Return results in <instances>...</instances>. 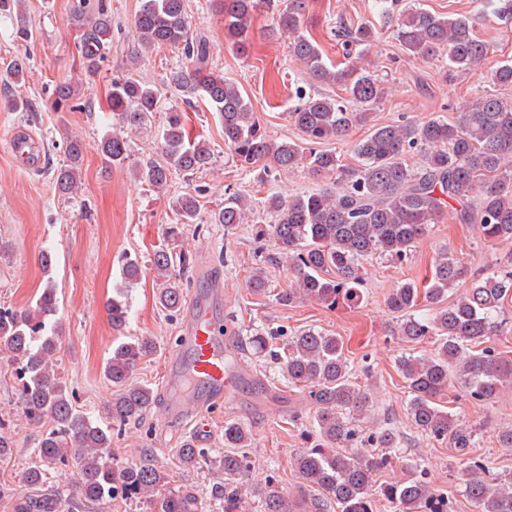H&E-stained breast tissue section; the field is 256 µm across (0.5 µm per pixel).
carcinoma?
Returning <instances> with one entry per match:
<instances>
[{
  "instance_id": "cac0c4a2",
  "label": "carcinoma",
  "mask_w": 512,
  "mask_h": 512,
  "mask_svg": "<svg viewBox=\"0 0 512 512\" xmlns=\"http://www.w3.org/2000/svg\"><path fill=\"white\" fill-rule=\"evenodd\" d=\"M308 0H222L224 33L230 43L243 50L249 43L255 14L276 10V32L293 38V57L313 84L333 85L340 94L306 93L296 88L299 105L289 116L303 133L306 149L296 142L276 141L260 131L251 104L237 85L210 68L207 40L190 34L185 0H141L134 17L139 38L148 47H174L182 50L190 65L169 71L166 85L181 92L186 102H206L218 115L224 129V145L236 158L242 171H249L270 160L280 171H291L304 163L316 174H332L336 190L308 192L283 200L271 196L267 210L275 223L258 232L272 236L278 259L288 263L292 278L275 294L282 306L309 300L333 308L339 301L356 302L361 297L364 278L361 260L390 256L403 261L414 242L433 224L441 223L449 209L461 224H476L489 242L512 241V102L497 95H483L466 104L456 121L432 118L425 122L373 124L372 110L381 102L384 87L379 78L359 65V54L349 46H367L376 30L367 23L343 26L336 35L343 39L342 65L329 67L316 42L300 31ZM396 4L382 0L381 17L396 23L398 42L413 56L443 53L448 71L465 74L486 60L490 46L477 36L467 15L447 18L422 7H412L394 17ZM0 14L15 16L16 39H31L32 24L22 0H0ZM72 25L80 32L77 49L89 70L99 69L106 47L112 41V17L102 4L80 0L72 14ZM25 62L15 59L0 71V85L22 79ZM80 93L72 81L56 84L52 108L62 112L72 108ZM160 92L143 81L137 62L126 73L112 79L108 105L119 128L100 142L102 158L112 166L127 159V130L140 129L149 115L159 108ZM371 124L369 133L354 146L357 164L342 163L331 150H318L316 144L342 140L359 124ZM421 152V163H406V153ZM82 142L74 138L68 146L70 164L58 169L56 188L62 195H73L81 185L79 162ZM212 160L211 149L203 140L185 133L183 114L169 113L162 133L161 159L148 161L136 171L138 180L162 191L172 174L185 175L205 169ZM181 223L167 227L173 242L182 235V225L198 215V200L185 194L174 202ZM251 201L238 191L224 193V206L211 216L214 224L229 231L243 223ZM177 254L170 249L155 251L151 265L158 279L164 280L156 300L169 313L183 305V288L172 281ZM468 274L465 265L440 252L435 260L429 286L420 288L405 280L391 289L387 307L402 314L398 335L408 341L435 337V352L428 356H403L398 371L408 389L407 415L411 424L437 440H446L462 464L475 473L465 485L467 498L477 512H512V480L486 479L484 460L472 455L475 429L454 419L440 407L448 387V375L457 373L459 383L477 401L495 399L512 385V360L486 346L487 340L502 327L501 314L506 297L512 296V268H497L471 279V285L448 305L437 308L430 317L416 314L421 299L437 304L447 299ZM249 290L265 295L270 286L257 269L248 280ZM112 327L121 330L129 317V303L118 290L107 303ZM58 299L55 284L47 282L35 308L27 311L0 309V351L16 365L15 376L28 420H49L41 436L38 454L44 466L66 467L75 460L80 467L78 493L88 502L100 503L122 497L145 498L157 512H196L197 497L167 489L166 472L148 456L131 465L115 462L112 428L103 426L77 410L50 365L57 350ZM253 352L281 364L288 382L309 388L316 408L317 443L295 455L293 465L305 489L314 492L298 505L286 499L279 484L268 481L249 486L241 481L250 469L248 456L238 452L248 448L251 434L237 423H224L222 464L214 472L209 493L224 501L225 512H232L242 496L262 503L264 512H373L378 499L399 512H452L451 502L437 493L418 466L400 462V438L388 425H379L371 434L372 452L342 449L356 435L352 423L371 415L368 394L353 381L344 343L313 329L294 334L283 351L272 348L267 337L257 332L249 337ZM156 349L150 336L121 341L112 348L104 376L112 386V420L119 424L140 419L154 400L146 385L130 381L135 368ZM179 464L194 469L206 462L205 451L189 439L177 451ZM401 463L402 478L376 485L378 473ZM33 495L17 506L16 512H59L58 497L40 493L46 479L34 467L24 475Z\"/></svg>"
}]
</instances>
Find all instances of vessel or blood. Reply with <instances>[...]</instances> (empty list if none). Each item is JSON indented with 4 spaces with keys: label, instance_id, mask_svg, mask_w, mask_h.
<instances>
[{
    "label": "vessel or blood",
    "instance_id": "vessel-or-blood-1",
    "mask_svg": "<svg viewBox=\"0 0 512 512\" xmlns=\"http://www.w3.org/2000/svg\"><path fill=\"white\" fill-rule=\"evenodd\" d=\"M223 295V281L213 279L184 304L185 326L167 377V416H184L190 404L205 413L239 390L244 374L236 363L238 340L225 332L215 310Z\"/></svg>",
    "mask_w": 512,
    "mask_h": 512
}]
</instances>
